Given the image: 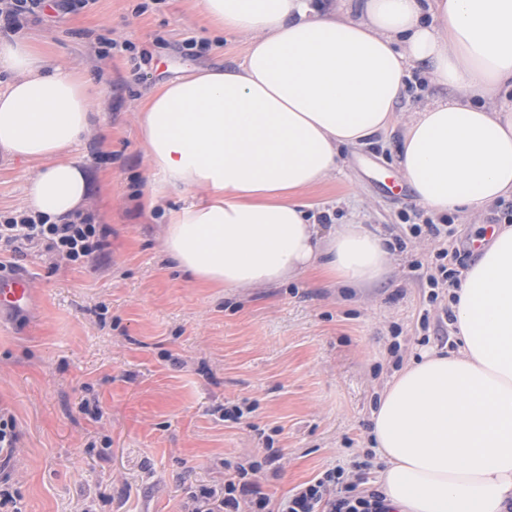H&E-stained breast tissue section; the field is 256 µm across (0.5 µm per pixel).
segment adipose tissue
Listing matches in <instances>:
<instances>
[{
	"mask_svg": "<svg viewBox=\"0 0 512 512\" xmlns=\"http://www.w3.org/2000/svg\"><path fill=\"white\" fill-rule=\"evenodd\" d=\"M218 31L245 36L242 62L155 88L138 109L163 211V248L197 284L245 289L313 273L369 288L388 239L350 218L320 234L299 195L403 126L397 172L434 215L472 218L512 197V0H197ZM453 93L408 115L411 67ZM0 159L36 164L30 214L72 221L93 187L73 148L96 127L99 86L32 39H0ZM183 204L167 206L170 195ZM458 350H432L388 383L372 413L397 512H503L512 501V225L451 288Z\"/></svg>",
	"mask_w": 512,
	"mask_h": 512,
	"instance_id": "obj_1",
	"label": "adipose tissue"
}]
</instances>
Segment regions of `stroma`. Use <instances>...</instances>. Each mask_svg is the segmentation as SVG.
Segmentation results:
<instances>
[{
  "label": "stroma",
  "instance_id": "1",
  "mask_svg": "<svg viewBox=\"0 0 512 512\" xmlns=\"http://www.w3.org/2000/svg\"><path fill=\"white\" fill-rule=\"evenodd\" d=\"M25 35L105 90L100 130L74 149L95 191L84 206L109 230L102 255L72 264L27 250L0 269L29 274L33 299L0 311V407L20 435L0 458L23 512H185L187 492L223 481L226 465L279 452L258 476L272 501L325 470L376 488L385 467L371 415L387 384L429 349L453 351L447 282L429 288L438 253L478 252L475 224L433 216L397 188L398 132L356 150L336 178L306 193L321 224L366 216L390 239L392 272L371 288H329L312 276L245 290L205 288L162 248L161 217L140 198L151 181L137 108L158 84L207 67H234L242 38L210 28L195 0H93L29 24ZM152 54L133 73L123 52ZM36 168L0 164V210L26 208ZM437 224L439 236L426 232ZM240 407L227 421L224 408Z\"/></svg>",
  "mask_w": 512,
  "mask_h": 512
}]
</instances>
